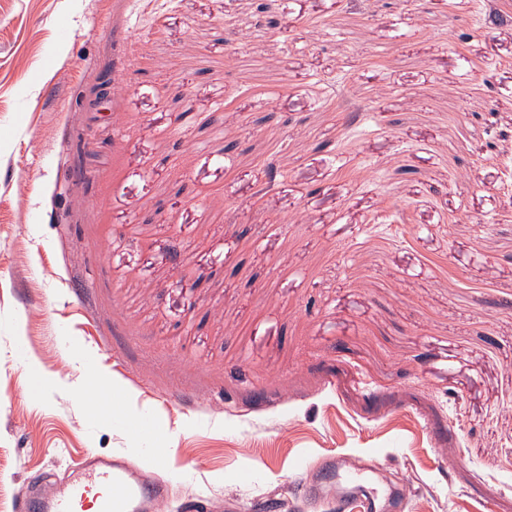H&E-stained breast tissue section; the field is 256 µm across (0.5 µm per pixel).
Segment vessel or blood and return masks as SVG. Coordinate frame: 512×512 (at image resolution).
I'll use <instances>...</instances> for the list:
<instances>
[{"label":"vessel or blood","instance_id":"obj_1","mask_svg":"<svg viewBox=\"0 0 512 512\" xmlns=\"http://www.w3.org/2000/svg\"><path fill=\"white\" fill-rule=\"evenodd\" d=\"M294 487L313 504L344 503L349 494H370V512H388L404 497V488L375 489L380 471L349 464L346 455L307 456L297 464ZM169 496V481L146 463L123 454L89 453L81 464L58 480L30 479L14 512H159Z\"/></svg>","mask_w":512,"mask_h":512}]
</instances>
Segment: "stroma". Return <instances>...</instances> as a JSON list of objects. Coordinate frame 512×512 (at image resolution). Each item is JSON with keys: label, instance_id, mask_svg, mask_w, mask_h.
I'll return each mask as SVG.
<instances>
[{"label": "stroma", "instance_id": "obj_1", "mask_svg": "<svg viewBox=\"0 0 512 512\" xmlns=\"http://www.w3.org/2000/svg\"><path fill=\"white\" fill-rule=\"evenodd\" d=\"M510 169L512 0H0V512L157 445L161 512H512ZM298 475L294 487L298 494L313 504L334 500L343 505L350 493L370 490V512H388L393 502L405 496L403 487L388 492L370 487L380 476L377 467L349 464L346 455H331L321 460L306 456L297 464Z\"/></svg>", "mask_w": 512, "mask_h": 512}]
</instances>
